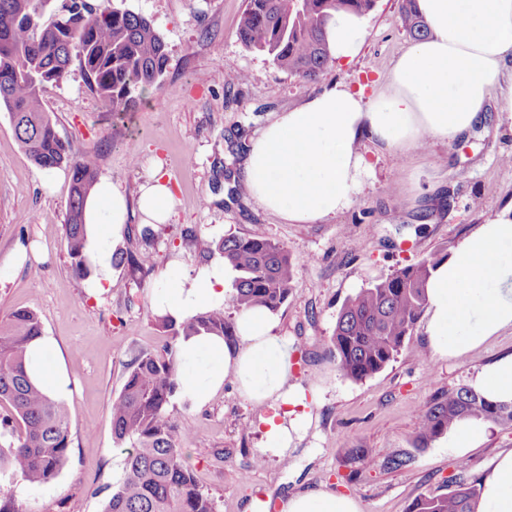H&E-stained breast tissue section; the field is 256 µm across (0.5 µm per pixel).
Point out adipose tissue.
<instances>
[{
	"label": "adipose tissue",
	"mask_w": 512,
	"mask_h": 512,
	"mask_svg": "<svg viewBox=\"0 0 512 512\" xmlns=\"http://www.w3.org/2000/svg\"><path fill=\"white\" fill-rule=\"evenodd\" d=\"M428 35L397 59L372 96L343 83L325 86L300 106L276 113L246 151L243 181L250 199L291 224H314L349 210L367 187L371 165L364 142L407 151L423 142L451 143L484 118L492 92L512 77V0H416ZM365 17L340 11L326 26L335 60L354 58L365 38ZM125 194L100 178L85 203L88 285L103 290L112 249L126 233ZM144 224L169 223L175 200L168 181L142 184L136 204ZM237 271L223 258L186 274L171 269L153 295L157 315L180 322L222 308ZM425 334L431 352L452 359L488 337L512 329V212L477 225L433 270L426 287ZM235 341L213 334L178 340L180 395L205 406L226 379L264 417L265 452L286 458L309 423L305 394L293 385L292 348L264 307L235 315ZM27 371L50 394L69 381L52 344L34 340ZM470 387L493 402L512 403V353L482 366ZM478 512H512V449L497 454L483 476ZM283 512H362L344 495L307 491L288 497Z\"/></svg>",
	"instance_id": "1"
}]
</instances>
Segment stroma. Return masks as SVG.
Segmentation results:
<instances>
[{
    "instance_id": "35a3bbf8",
    "label": "stroma",
    "mask_w": 512,
    "mask_h": 512,
    "mask_svg": "<svg viewBox=\"0 0 512 512\" xmlns=\"http://www.w3.org/2000/svg\"><path fill=\"white\" fill-rule=\"evenodd\" d=\"M153 21L170 51L158 90L126 124L113 123L86 86L79 66L47 86L43 102L62 138L96 155L100 175L128 199L162 170L176 201L168 234L147 251L142 275L116 266L103 292L90 293L70 267L64 218L70 180L47 186L22 153L6 112H0V321L34 310L67 374L73 414L69 459L51 484L33 488L0 474V498L19 512H102L123 476L112 438L111 407L125 365L136 350L162 352L172 338L151 307L167 270L192 272L217 254L222 238L261 231L283 244L296 272L277 331L294 349L293 381L304 388L310 428L287 461L263 453L258 407L225 382L203 408L171 400L167 410L192 429L186 453L216 512H253L256 498L281 512L283 499L321 490L357 500L362 512H410L424 495L459 482L478 483L495 456L512 448V426H491L463 458L443 443L415 449V412L435 394L468 384L497 356L512 352V330L451 360L433 358L424 322L383 371L361 381L343 377L328 353L343 302L395 269L437 253L448 257L475 225L512 204V125L489 118L451 144L401 152L370 147L374 175L344 213L317 224H290L251 200L243 184L250 140L279 112L321 87L380 86L409 46L399 0H377L359 53L331 63L319 81L304 83L246 49L237 25L245 0H123ZM246 73L242 84L223 74ZM194 238L186 242L182 229ZM360 451L353 480L344 461ZM411 454L403 468L387 458Z\"/></svg>"
}]
</instances>
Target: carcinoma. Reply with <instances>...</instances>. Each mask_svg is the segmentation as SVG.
<instances>
[{"label": "carcinoma", "mask_w": 512, "mask_h": 512, "mask_svg": "<svg viewBox=\"0 0 512 512\" xmlns=\"http://www.w3.org/2000/svg\"><path fill=\"white\" fill-rule=\"evenodd\" d=\"M52 0H0V111L8 113L27 159L49 170L63 164L72 171L65 214V241L74 275L92 269L85 255V200L99 178L94 156L79 154L61 139L41 91L64 82L73 62L88 89L123 122L144 95L158 87L169 66L166 42L151 20L111 4V0H63L51 21H43ZM415 0H400L407 34H428ZM376 0H247L238 22V38L266 55L279 70L302 82L316 81L332 62L324 28L338 11L361 15ZM166 224H144L139 237L149 245L167 231ZM216 249L238 271L232 306H262L278 311L287 301L295 275L288 250L260 233L221 239ZM113 261L142 273L148 253L118 250ZM440 261L433 254L402 266L345 300L330 338V357L346 378L361 381L384 370L404 348L426 305L430 271ZM173 338L215 334L233 339L235 329L222 311H207L175 324L158 318ZM42 336L38 314L14 311L0 323V402L10 414L0 418L19 434L0 444V472L30 487L51 483L68 462L71 408L49 396L26 370L29 344ZM179 386L178 351L141 350L127 364V375L111 409L112 434L123 459V477L112 488L102 512H216L214 501L196 480L181 442L189 430L167 414ZM476 419L512 425V403L486 400L462 385L436 395L416 415L414 447L423 449L458 421ZM480 490L460 482L453 490L418 499L412 512H477Z\"/></svg>", "instance_id": "obj_1"}]
</instances>
